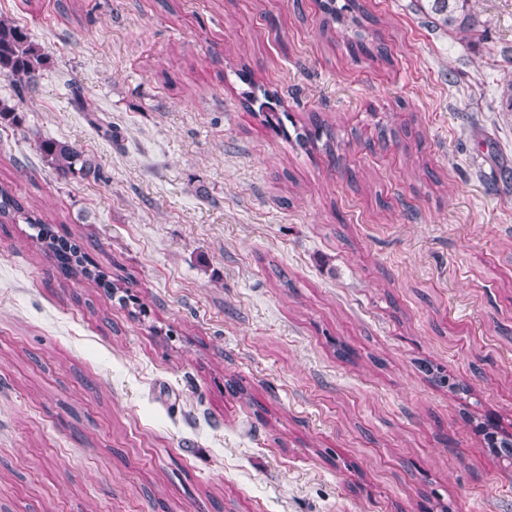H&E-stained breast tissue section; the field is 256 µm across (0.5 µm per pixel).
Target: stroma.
<instances>
[{"instance_id":"1","label":"stroma","mask_w":512,"mask_h":512,"mask_svg":"<svg viewBox=\"0 0 512 512\" xmlns=\"http://www.w3.org/2000/svg\"><path fill=\"white\" fill-rule=\"evenodd\" d=\"M360 2L0 0V181L130 294L0 224V512H512V0ZM471 0H420V9L428 16L438 17L448 28L460 31L473 29L477 20L471 13ZM47 64L48 56L31 41L24 27L7 17L0 18V76L19 86L18 103L11 105L0 101V123H17L24 92L35 91ZM39 152L58 176L66 179L80 175L83 179L100 180V170L90 159L70 144L55 139H43L38 143Z\"/></svg>"}]
</instances>
